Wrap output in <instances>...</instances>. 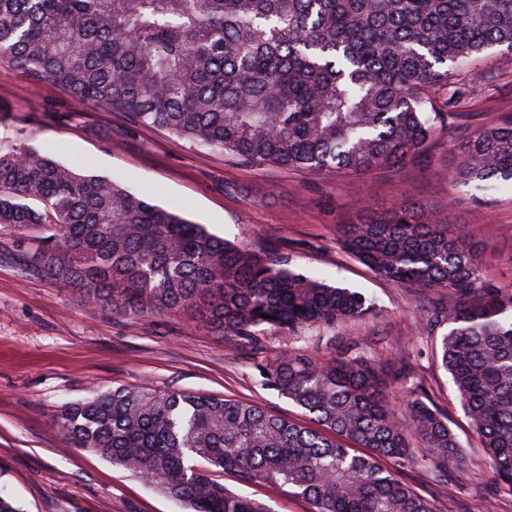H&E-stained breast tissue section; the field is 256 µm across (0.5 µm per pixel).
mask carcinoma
Here are the masks:
<instances>
[{
  "instance_id": "cac0c4a2",
  "label": "carcinoma",
  "mask_w": 512,
  "mask_h": 512,
  "mask_svg": "<svg viewBox=\"0 0 512 512\" xmlns=\"http://www.w3.org/2000/svg\"><path fill=\"white\" fill-rule=\"evenodd\" d=\"M512 54V0H0V61L82 102L247 161L364 171L420 155L478 98L454 74L489 49ZM449 177L512 185V122L452 145ZM45 229L25 272L71 287L93 312L193 309L251 347L257 332L337 351H284L257 365L300 407L297 424L246 400L147 385L62 405L73 447L191 512H269L215 478L306 499L313 512H433L398 475L440 481L470 457L417 385L401 411L373 356L345 340L373 303L348 287L234 246L176 211L19 143L0 150V239ZM375 274L448 295L426 328L499 488L512 493V288L484 278L472 239L423 206L342 229ZM369 450L367 454L356 452Z\"/></svg>"
}]
</instances>
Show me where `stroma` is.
Returning <instances> with one entry per match:
<instances>
[{
	"mask_svg": "<svg viewBox=\"0 0 512 512\" xmlns=\"http://www.w3.org/2000/svg\"><path fill=\"white\" fill-rule=\"evenodd\" d=\"M467 77L488 78L486 93L421 156L366 172H319L252 164L168 132L141 126L121 110L74 101L57 86L33 82L0 63V148L25 142L52 150L79 172L105 176L149 202L177 209L225 241L274 256L372 298L378 316L353 321L347 340L373 353L394 398L414 382L447 414L469 467L438 482L409 465L400 477L434 512H512L482 460L448 374L433 353L439 332L421 320L435 294L370 271L340 244L344 225L401 205L450 215L474 242L482 274L512 286V191L463 187L448 177L450 147L485 124L512 120V56L491 50ZM259 354L171 312L130 319L90 312L69 287L27 275L0 256V487L23 512H188L187 507L97 454L72 447L57 431L58 406L118 387L143 384L183 393L253 401L302 423L303 411L262 384L256 362H271L302 342L262 331Z\"/></svg>",
	"mask_w": 512,
	"mask_h": 512,
	"instance_id": "obj_1",
	"label": "stroma"
}]
</instances>
